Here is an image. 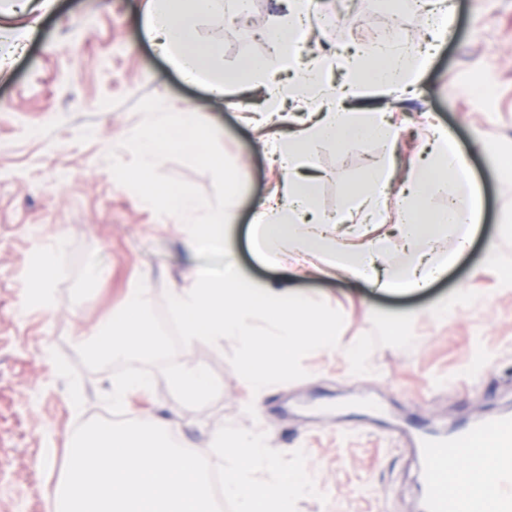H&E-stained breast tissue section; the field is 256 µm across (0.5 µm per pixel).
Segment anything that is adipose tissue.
<instances>
[{"label":"adipose tissue","instance_id":"adipose-tissue-1","mask_svg":"<svg viewBox=\"0 0 512 512\" xmlns=\"http://www.w3.org/2000/svg\"><path fill=\"white\" fill-rule=\"evenodd\" d=\"M309 6L310 0H291L287 19L268 32L275 47L272 59L250 62L233 73L224 71L216 47L197 44L193 38L197 20L218 23L226 19L229 0H159L158 7L146 15V33L185 81L205 83L216 99L245 85L265 89L267 106L256 116L257 125L283 123L279 106L284 99L301 97L307 102V115L289 131L287 140L260 144L274 155L281 171L273 195L262 201L254 214L256 250L261 257L288 258L300 274L309 258L322 256L326 268L365 280L378 291L419 290L441 277L470 246L481 219L480 192L470 177L469 161L449 143L445 128L429 125L432 157L428 163L412 167L399 193L391 191L392 168L377 167L352 191L338 221L319 214L314 207L315 184L303 176L313 148L329 144L342 151L358 142L374 141L392 149L400 133L392 113L345 112L337 108V101L364 86L389 94L403 91L415 84L428 56L397 51L386 42L371 43L345 60L348 84H327L324 74L333 69L332 59L320 57L306 68L295 67V35L309 18ZM291 70L296 73L294 81L270 78L271 72ZM436 196L448 197L446 210H430L429 202ZM339 222L348 227L341 235L335 229ZM446 230L452 233L455 246L442 253L436 244ZM395 237L408 259L390 266L383 257Z\"/></svg>","mask_w":512,"mask_h":512}]
</instances>
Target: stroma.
I'll return each mask as SVG.
<instances>
[{"label": "stroma", "mask_w": 512, "mask_h": 512, "mask_svg": "<svg viewBox=\"0 0 512 512\" xmlns=\"http://www.w3.org/2000/svg\"><path fill=\"white\" fill-rule=\"evenodd\" d=\"M333 22L309 30L295 55L338 59L382 34L383 0H322ZM450 32L433 42L424 13L400 6L401 29L429 52L419 83L393 95L357 94L361 112L395 113L403 129L392 158L374 142L345 152L315 151L316 203L340 210L372 167L392 161L396 180L428 149L422 122L430 115L468 157L483 215L472 247L447 274L415 295H382L341 273L297 278L287 263L266 262L252 246V211L280 177L260 139L280 133L257 126L258 97L243 91L225 101L182 80L144 33L149 0H33L25 10L0 0V512H53L48 491L64 474L63 445L77 424L96 418L112 390L113 372L84 368L77 354L105 310L120 311L132 284L151 283L163 310L173 285H189L203 266L178 217L160 216L114 178L107 154L141 120L136 102L153 95L169 109L196 112L221 133L222 150L245 188L234 205L230 239L250 280H285L295 292L325 301L344 323L336 347L304 357L305 379L253 392L232 368V341L216 349L180 350L181 364H203L220 392L193 409L173 395L159 367L141 403L144 421L172 428L191 450L211 452L217 426L261 430L283 453L304 450L317 496L297 512H420L419 460L404 429L445 433L512 412V290L488 251L512 256V175L501 156L512 146V0H455ZM290 0H253L243 19L218 27L197 22L195 38L219 44L225 70L264 60L263 33L289 12ZM54 257L47 299H27L23 275L32 254ZM466 291L470 303L448 319L433 307ZM413 316V334L393 343L389 328ZM367 363L354 369L351 348ZM54 361H46L44 351Z\"/></svg>", "instance_id": "35a3bbf8"}]
</instances>
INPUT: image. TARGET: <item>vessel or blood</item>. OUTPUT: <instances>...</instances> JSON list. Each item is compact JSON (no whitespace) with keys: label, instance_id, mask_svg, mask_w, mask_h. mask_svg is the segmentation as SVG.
<instances>
[{"label":"vessel or blood","instance_id":"1","mask_svg":"<svg viewBox=\"0 0 512 512\" xmlns=\"http://www.w3.org/2000/svg\"><path fill=\"white\" fill-rule=\"evenodd\" d=\"M490 434L489 462L469 465V480L479 489H494L490 512H512V415L505 414L461 428L457 433L439 436L415 435L420 460L422 512H449L457 491L455 463L462 450L477 435Z\"/></svg>","mask_w":512,"mask_h":512}]
</instances>
